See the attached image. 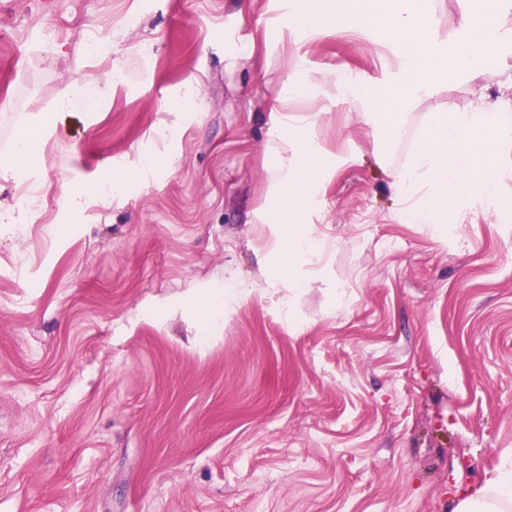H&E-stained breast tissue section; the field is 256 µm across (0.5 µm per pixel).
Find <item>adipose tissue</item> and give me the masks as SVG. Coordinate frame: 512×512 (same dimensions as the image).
I'll use <instances>...</instances> for the list:
<instances>
[{
	"label": "adipose tissue",
	"mask_w": 512,
	"mask_h": 512,
	"mask_svg": "<svg viewBox=\"0 0 512 512\" xmlns=\"http://www.w3.org/2000/svg\"><path fill=\"white\" fill-rule=\"evenodd\" d=\"M317 86L315 78L305 70L291 69L288 89L279 98L282 118L276 123L274 138L285 159L277 172L276 184L281 203L276 211H262L260 220L270 232L279 223L288 225L285 246L268 255L266 280L271 286L307 287L318 273L326 243L315 235L311 225L303 221L308 198L318 192L331 169L319 145L312 125L293 122L288 114L294 101ZM249 291L228 288L224 292H205L192 297L191 307L199 321L202 335H210L214 325L224 316V301L248 299ZM451 512H512V451L501 453L492 472L466 496L456 499Z\"/></svg>",
	"instance_id": "ef3b65f1"
}]
</instances>
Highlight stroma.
<instances>
[{
	"label": "stroma",
	"instance_id": "obj_1",
	"mask_svg": "<svg viewBox=\"0 0 512 512\" xmlns=\"http://www.w3.org/2000/svg\"><path fill=\"white\" fill-rule=\"evenodd\" d=\"M294 7L0 0V159L30 117L51 119L39 165L0 174V211L32 207L0 226V512H450L512 449V226L495 215L512 136L499 202L444 236L399 223L389 178L430 113L482 95L512 113V47L377 134L336 74L378 76L390 50L368 30L290 27ZM111 28L110 60L74 54ZM297 66L320 90L298 111L343 164L304 214L330 247L287 315L266 282L283 241L255 213L275 205L273 114ZM76 85L92 99L62 106ZM191 90L198 111L175 117ZM163 120L175 132L154 136ZM227 288L255 295L200 343L188 300Z\"/></svg>",
	"mask_w": 512,
	"mask_h": 512
}]
</instances>
